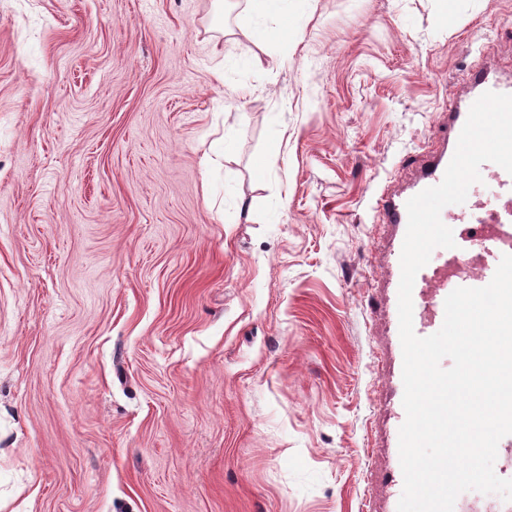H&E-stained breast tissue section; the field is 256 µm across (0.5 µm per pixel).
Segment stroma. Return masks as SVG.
I'll return each mask as SVG.
<instances>
[{
    "label": "stroma",
    "mask_w": 512,
    "mask_h": 512,
    "mask_svg": "<svg viewBox=\"0 0 512 512\" xmlns=\"http://www.w3.org/2000/svg\"><path fill=\"white\" fill-rule=\"evenodd\" d=\"M289 7L0 0V512H397L376 200L512 0ZM259 16L271 19L275 23V28L266 37L264 31L266 39L288 43V0H246L245 6L237 15V27L243 32L250 33L255 18Z\"/></svg>",
    "instance_id": "1"
}]
</instances>
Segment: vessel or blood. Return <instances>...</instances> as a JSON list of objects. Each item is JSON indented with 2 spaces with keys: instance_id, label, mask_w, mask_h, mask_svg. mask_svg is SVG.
Returning a JSON list of instances; mask_svg holds the SVG:
<instances>
[{
  "instance_id": "b4317fda",
  "label": "vessel or blood",
  "mask_w": 512,
  "mask_h": 512,
  "mask_svg": "<svg viewBox=\"0 0 512 512\" xmlns=\"http://www.w3.org/2000/svg\"><path fill=\"white\" fill-rule=\"evenodd\" d=\"M469 83L480 94L505 91L512 95V86L502 87L487 68L472 70ZM468 114L465 105L445 108L437 139L440 151L418 166L414 181L406 189L382 193L377 200L378 222L386 233L383 257L386 272L378 286L386 297L384 316L391 327L399 325L398 288L408 222L406 203L442 181ZM488 170L495 191L469 211L465 222L453 224L454 247L435 249L434 261L428 262L416 275L412 299L413 327L418 336H429L441 328L445 299L455 288L486 286L502 256L512 254V175L493 163Z\"/></svg>"
}]
</instances>
